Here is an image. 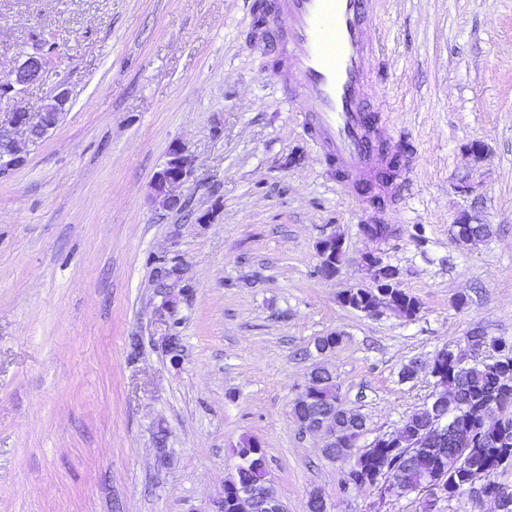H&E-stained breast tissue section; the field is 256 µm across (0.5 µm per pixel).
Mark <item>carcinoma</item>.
<instances>
[{"instance_id": "carcinoma-1", "label": "carcinoma", "mask_w": 512, "mask_h": 512, "mask_svg": "<svg viewBox=\"0 0 512 512\" xmlns=\"http://www.w3.org/2000/svg\"><path fill=\"white\" fill-rule=\"evenodd\" d=\"M457 238L466 242L490 234L487 224H458ZM370 288H355L350 295H340L343 305L356 311L366 308ZM390 302L397 310L413 317L419 311L418 301L399 288L393 289ZM440 375L448 383V392L455 395L452 408L441 411L460 418L461 431L468 444L457 448L447 437L431 448L419 446V439L428 427L434 402H429L404 420L398 434L400 447L372 448L358 456L345 483L355 488L371 484L373 476L385 470L398 477L412 489L430 480H440L446 487L445 498L459 501L468 494V480L482 476L491 489L500 487L495 480L498 471L512 469V389H503V372L490 362L471 361L458 366L451 349L438 352ZM307 388L312 397L295 401L291 408L296 421L323 416L332 409L336 383L325 368L314 370ZM336 423L348 436L364 432L366 421L359 413L336 414ZM259 442L251 437L241 438L236 448L238 461L224 493V512H234L232 490L261 488L267 477L265 452H257Z\"/></svg>"}]
</instances>
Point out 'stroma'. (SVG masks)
I'll use <instances>...</instances> for the list:
<instances>
[{"label": "stroma", "instance_id": "stroma-1", "mask_svg": "<svg viewBox=\"0 0 512 512\" xmlns=\"http://www.w3.org/2000/svg\"><path fill=\"white\" fill-rule=\"evenodd\" d=\"M249 2L0 0V78L51 48L0 114L70 94L0 173V512H213L245 435L287 512L314 490L327 512H420L415 493L346 489L294 398L329 368L364 447L431 399L441 349L473 330L512 341V0H371L372 106L387 144L414 147L379 213L319 155L275 51L249 45ZM177 143L183 212L150 195ZM463 218L490 235L459 242ZM377 222L390 236L364 237ZM332 234L345 258L328 280ZM367 252L416 317L341 304L368 284ZM318 253L320 258L318 273L323 278H334L338 266L343 262L344 251L341 240L334 234L328 236L320 242Z\"/></svg>", "mask_w": 512, "mask_h": 512}]
</instances>
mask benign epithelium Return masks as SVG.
Listing matches in <instances>:
<instances>
[{"instance_id": "7a95c632", "label": "benign epithelium", "mask_w": 512, "mask_h": 512, "mask_svg": "<svg viewBox=\"0 0 512 512\" xmlns=\"http://www.w3.org/2000/svg\"><path fill=\"white\" fill-rule=\"evenodd\" d=\"M47 62V53L41 49L26 55V58L0 81V94L17 96L22 93L27 86L40 78ZM68 103L69 91L63 88L52 96L50 103L40 112L32 113L18 107L9 113L7 118H0V172L9 171L24 161L15 142L6 134V128L19 129L33 140L40 139L55 127L58 115L67 108ZM190 177L191 169L183 155V149L178 145L172 146L165 165L156 173L152 182L155 203L166 210L181 209L186 201L185 186ZM318 253V273L328 279L335 277L344 256L341 240L334 234L328 236L320 242ZM361 263L370 271L371 287L374 288V297L378 301L385 296V288L389 287V281L398 278L399 272L385 264L382 258L374 253L364 254ZM299 427L303 431L323 434L325 444L322 454L331 461L336 460V456L329 453V449L336 447V441L343 435L336 426V413L332 412L311 422H301ZM449 430V420L438 414L433 417L427 429L426 440L433 441ZM260 507L264 508L265 512H286L285 506L270 483L259 492L247 490L238 494L236 512H257Z\"/></svg>"}]
</instances>
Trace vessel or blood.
Segmentation results:
<instances>
[{
  "mask_svg": "<svg viewBox=\"0 0 512 512\" xmlns=\"http://www.w3.org/2000/svg\"><path fill=\"white\" fill-rule=\"evenodd\" d=\"M369 0H275L251 46L275 43L283 90L299 105L327 161L343 174L375 157L377 126L369 109L378 77L368 35Z\"/></svg>",
  "mask_w": 512,
  "mask_h": 512,
  "instance_id": "obj_1",
  "label": "vessel or blood"
}]
</instances>
